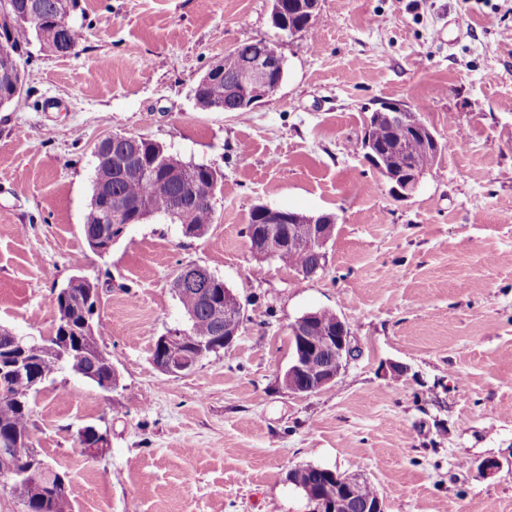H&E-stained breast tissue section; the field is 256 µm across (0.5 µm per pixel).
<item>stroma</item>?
<instances>
[{
    "instance_id": "obj_1",
    "label": "stroma",
    "mask_w": 512,
    "mask_h": 512,
    "mask_svg": "<svg viewBox=\"0 0 512 512\" xmlns=\"http://www.w3.org/2000/svg\"><path fill=\"white\" fill-rule=\"evenodd\" d=\"M271 10L80 0L78 53L30 44L23 96L0 109V327L51 336L54 293L88 277L119 375L111 392L69 372L42 385L34 446L65 473L71 512H313L289 479L307 465L365 475L386 512H512V0H320L290 36ZM260 38L284 60L277 92L243 114L200 110L199 79ZM384 101L419 108L445 146L406 200L361 150ZM115 133L219 172L204 236L155 217L90 249L95 148ZM258 205L335 216L322 272L252 256ZM189 263L247 319L172 377L151 351L185 324L172 281ZM320 309L357 351L335 386L299 396L282 382L288 327ZM88 426L103 455L82 452Z\"/></svg>"
}]
</instances>
